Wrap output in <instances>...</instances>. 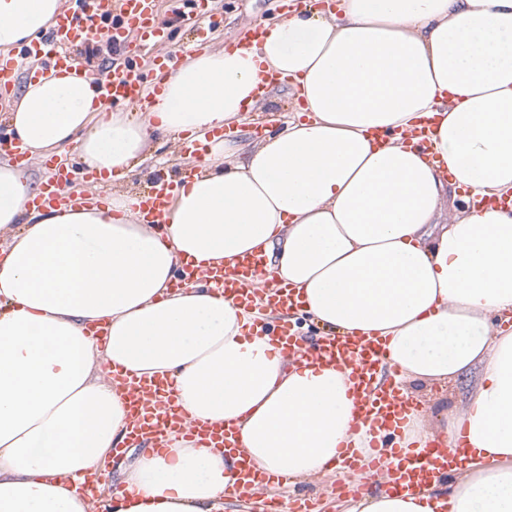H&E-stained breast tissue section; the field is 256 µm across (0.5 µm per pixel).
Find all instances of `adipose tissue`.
I'll list each match as a JSON object with an SVG mask.
<instances>
[{
	"label": "adipose tissue",
	"instance_id": "obj_1",
	"mask_svg": "<svg viewBox=\"0 0 512 512\" xmlns=\"http://www.w3.org/2000/svg\"><path fill=\"white\" fill-rule=\"evenodd\" d=\"M62 0H0V52L44 33ZM304 101L248 151L212 142L163 224L127 194L28 208L33 180L0 161V512H91L76 483L123 444L116 373L168 382L187 422H230L254 467L322 474L353 433L349 372L285 358L252 317L177 269L264 256L324 329L381 339L396 382H455L454 409L403 444L465 442L447 487L378 494L354 512H512V212L454 202L512 194V0H292L258 41L189 57L153 107L107 111L78 66L30 75L9 123L32 156L74 144L81 169L123 177L152 133L245 120L270 75ZM439 163L406 141L424 119ZM387 139L378 144L376 133ZM104 325L96 342L88 329ZM236 459L184 439L147 449L101 489L115 512H224Z\"/></svg>",
	"mask_w": 512,
	"mask_h": 512
}]
</instances>
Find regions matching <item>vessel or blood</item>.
Instances as JSON below:
<instances>
[{"label":"vessel or blood","instance_id":"1","mask_svg":"<svg viewBox=\"0 0 512 512\" xmlns=\"http://www.w3.org/2000/svg\"><path fill=\"white\" fill-rule=\"evenodd\" d=\"M119 15L120 26L112 30V47L122 51V62L112 63L98 74L101 97L104 102L117 104L146 103L150 95L147 87L151 79H164L186 59L181 51L174 50L146 69L140 60V51L148 42L160 36L163 25L154 16V0H72L70 7L60 15L45 40L57 56L58 63L73 60L74 46L99 32L102 19ZM203 148L200 139L185 142L186 163L182 179L160 180L148 191L135 195L132 208L138 211L145 223L161 224L171 199L182 186L183 178L194 175V158ZM72 182V169L59 164L46 183L42 193L34 198L39 208L54 207L63 202ZM264 267L261 255L252 253L237 259L234 267L217 268L201 272L192 263H185L178 271L181 284L207 277L215 294L232 299L235 304L250 311L255 309L257 297L251 291V280ZM278 315L277 321L264 318L255 320L260 335L269 337L273 346L281 348L285 356L301 355L306 361L325 366H346L352 383V397L358 412L357 419L368 425L374 444L381 448L377 458L364 457L352 445L341 448L340 457L348 467L364 472L367 480H375L379 472H387L388 479L381 483L382 492L414 494L444 479L450 468H462L467 457L463 447H448L434 440L425 447L406 450L394 445L399 433L401 416L413 407V400L401 396L398 387L387 373L385 349L381 342L364 341L350 337H328L319 343H310L298 335L292 320L300 308L294 294L278 288L268 299ZM122 386L132 410L134 422L127 438L130 444L152 443L157 451L168 448L169 433L188 431L202 449H221L236 452L237 430L232 426L193 425L184 428V414L175 397L160 400L164 387L134 379L123 380Z\"/></svg>","mask_w":512,"mask_h":512}]
</instances>
